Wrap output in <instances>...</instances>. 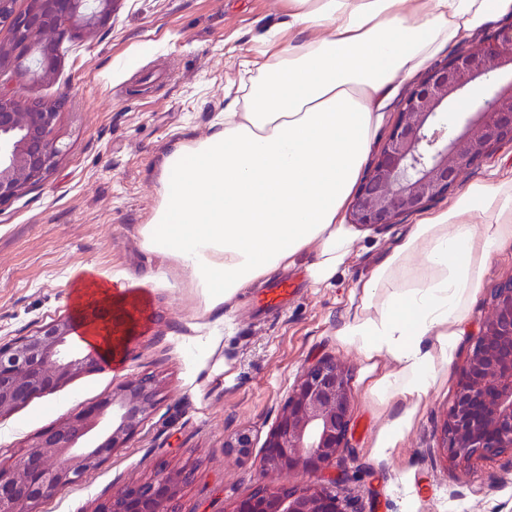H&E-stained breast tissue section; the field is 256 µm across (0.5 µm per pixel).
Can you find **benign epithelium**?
Masks as SVG:
<instances>
[{
  "mask_svg": "<svg viewBox=\"0 0 512 512\" xmlns=\"http://www.w3.org/2000/svg\"><path fill=\"white\" fill-rule=\"evenodd\" d=\"M115 0H30L14 11L0 0V203L44 179L60 149L52 136L57 106L29 101L7 87L14 77H51L64 34L80 37L103 27ZM480 89L481 104L445 119L456 98ZM512 144V23L488 40L462 47L433 63L401 102L395 123L369 163L350 207V222L386 228L448 195L479 161ZM492 311L482 321L455 399L447 411V458L469 464L512 452V279L491 293ZM73 323L55 320L36 332L0 342V417L32 397L63 386L103 364L97 353L72 349ZM349 370L333 359L309 364L288 391L257 465L260 486L228 512H344L321 485L275 486L266 480L297 470L334 484L333 471L347 447L351 420ZM158 388L151 377L129 380L90 413L71 415L40 432L11 466H0V512H35V506L83 480L138 429L154 410ZM253 446L241 432L224 447L245 454ZM191 471L158 469L126 485L98 512H171L170 503Z\"/></svg>",
  "mask_w": 512,
  "mask_h": 512,
  "instance_id": "1",
  "label": "benign epithelium"
}]
</instances>
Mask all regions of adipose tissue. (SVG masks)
<instances>
[{
    "mask_svg": "<svg viewBox=\"0 0 512 512\" xmlns=\"http://www.w3.org/2000/svg\"><path fill=\"white\" fill-rule=\"evenodd\" d=\"M289 9L264 60L244 61L242 97L223 125L162 155L159 200L141 229L144 247L168 257L209 311L312 245L309 280L330 283L353 244L341 213L395 79L512 16V0H289ZM510 239L512 177L472 183L355 286L358 309L337 337L368 361L367 392L392 410L375 455L412 429L439 366L453 359L489 259ZM72 296L85 343L112 356L117 327L133 325L125 299L91 269ZM384 355L396 372L382 369Z\"/></svg>",
    "mask_w": 512,
    "mask_h": 512,
    "instance_id": "obj_1",
    "label": "adipose tissue"
}]
</instances>
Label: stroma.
<instances>
[{
    "mask_svg": "<svg viewBox=\"0 0 512 512\" xmlns=\"http://www.w3.org/2000/svg\"><path fill=\"white\" fill-rule=\"evenodd\" d=\"M288 0H116L101 29L64 38L55 73L20 78L28 99L60 103L53 136L61 152L49 176L0 204V339L73 318L72 290L91 266L125 294L144 298L119 362L83 373L0 417V466L63 417L94 408L121 383L153 377L157 405L138 431L80 485L37 512H97L125 485L159 465L193 471L174 512H228L259 486L256 463L288 391L304 368L331 358L350 372L348 447L336 495L358 512H512V455L454 464L443 449L446 414L473 338L491 311L490 295L512 278V240L490 258L459 336L412 430L375 456L371 444L389 411L365 391L367 361L337 338L356 304L354 286L418 221L356 229L353 247L329 286L307 275L314 250L288 270L245 288L229 309L203 301L140 229L158 198L154 167L179 142L208 136L233 99L242 63L260 57L271 31L288 23ZM280 280L294 292L277 308L266 296ZM249 432L248 454L225 440Z\"/></svg>",
    "mask_w": 512,
    "mask_h": 512,
    "instance_id": "1",
    "label": "stroma"
}]
</instances>
